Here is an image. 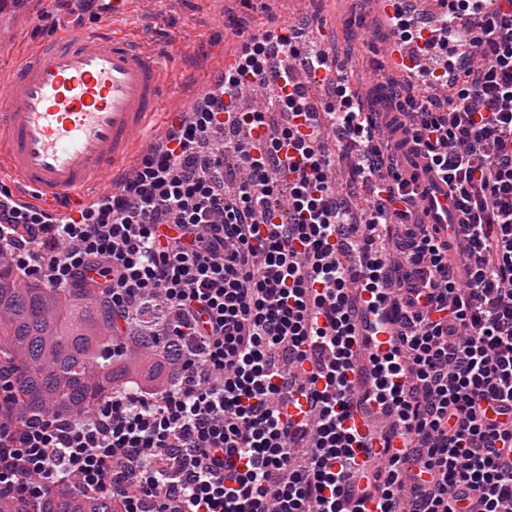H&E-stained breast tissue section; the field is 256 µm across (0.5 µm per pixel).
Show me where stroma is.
<instances>
[{"mask_svg":"<svg viewBox=\"0 0 512 512\" xmlns=\"http://www.w3.org/2000/svg\"><path fill=\"white\" fill-rule=\"evenodd\" d=\"M304 13L334 27L337 44L351 48L347 70L355 87L383 80L382 29L350 0H129L114 25L158 57L165 100L184 103L201 93L208 75L234 52L238 33L272 23L291 26ZM101 14L100 0L89 8L81 0H28L24 13L0 19V86L34 46L63 32L94 29Z\"/></svg>","mask_w":512,"mask_h":512,"instance_id":"obj_1","label":"stroma"}]
</instances>
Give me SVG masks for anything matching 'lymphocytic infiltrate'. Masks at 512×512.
I'll return each instance as SVG.
<instances>
[{"mask_svg": "<svg viewBox=\"0 0 512 512\" xmlns=\"http://www.w3.org/2000/svg\"><path fill=\"white\" fill-rule=\"evenodd\" d=\"M471 6L449 0L437 29L403 20L401 35L423 54L449 48L453 18ZM471 43L478 60L454 78L431 74L426 93L385 78L386 140L349 79H334L328 124L359 144L352 171L382 194L362 227L330 176L324 123L294 92L278 97L280 125L255 110L225 120L223 99L206 96L63 223L1 195L0 262L53 288H99L120 334L143 305L167 310L170 335L192 347L163 392L116 391L87 414H0V493L35 505L66 483L117 512H359L368 499L398 512L405 491L410 512H512V10ZM410 152L455 194L456 243L419 213ZM239 164L246 175L230 182ZM395 216L393 248L370 250L371 231ZM350 253L360 302H393L389 351L356 349ZM311 338L320 353L300 376ZM361 356L392 420L385 436H404L416 469L397 448L375 469H333L357 441L336 407ZM295 391L317 412L292 424L282 409Z\"/></svg>", "mask_w": 512, "mask_h": 512, "instance_id": "obj_1", "label": "lymphocytic infiltrate"}]
</instances>
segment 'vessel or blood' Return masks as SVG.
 <instances>
[{"label":"vessel or blood","instance_id":"vessel-or-blood-1","mask_svg":"<svg viewBox=\"0 0 512 512\" xmlns=\"http://www.w3.org/2000/svg\"><path fill=\"white\" fill-rule=\"evenodd\" d=\"M111 2L112 12L102 16L98 30L61 35L34 49L0 99V171L11 175L15 196L60 216L84 204L92 183L126 174L142 135L162 129L173 116L162 107L163 73L154 56L112 27L113 15L127 0ZM400 5V0L377 3L386 23L383 58L389 72L400 69L409 52L391 23ZM279 57L296 69L304 92L346 69L331 53L313 74L291 48H283ZM414 188L428 223L442 237L454 236L460 213L448 186L421 172ZM347 378L351 390L340 400V413L345 426L362 438L355 462L371 467L381 462L386 445L400 448L404 441L385 442L380 432L365 427V413L375 406L368 398L370 384L355 372Z\"/></svg>","mask_w":512,"mask_h":512}]
</instances>
